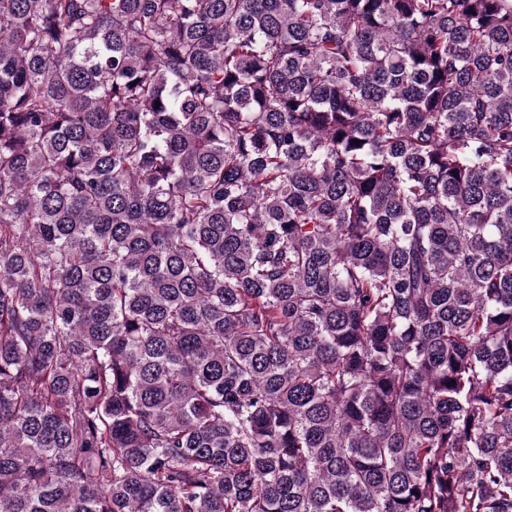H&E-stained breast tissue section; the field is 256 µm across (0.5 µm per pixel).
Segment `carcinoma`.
I'll use <instances>...</instances> for the list:
<instances>
[{"mask_svg":"<svg viewBox=\"0 0 512 512\" xmlns=\"http://www.w3.org/2000/svg\"><path fill=\"white\" fill-rule=\"evenodd\" d=\"M0 512H512V0H0Z\"/></svg>","mask_w":512,"mask_h":512,"instance_id":"obj_1","label":"carcinoma"}]
</instances>
